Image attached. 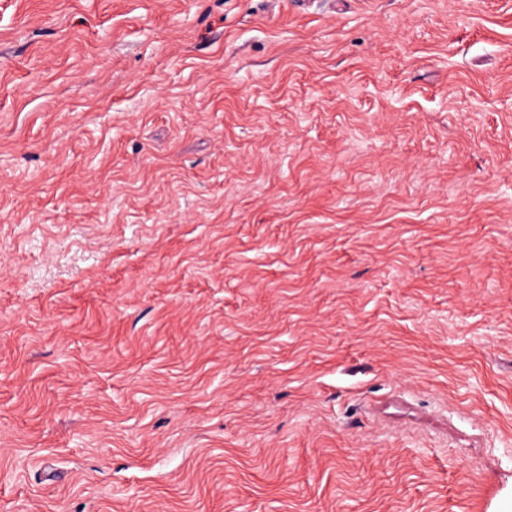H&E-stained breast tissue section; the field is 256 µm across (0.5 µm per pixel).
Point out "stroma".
I'll return each mask as SVG.
<instances>
[{"instance_id":"1","label":"stroma","mask_w":512,"mask_h":512,"mask_svg":"<svg viewBox=\"0 0 512 512\" xmlns=\"http://www.w3.org/2000/svg\"><path fill=\"white\" fill-rule=\"evenodd\" d=\"M0 512H512V0H0Z\"/></svg>"}]
</instances>
